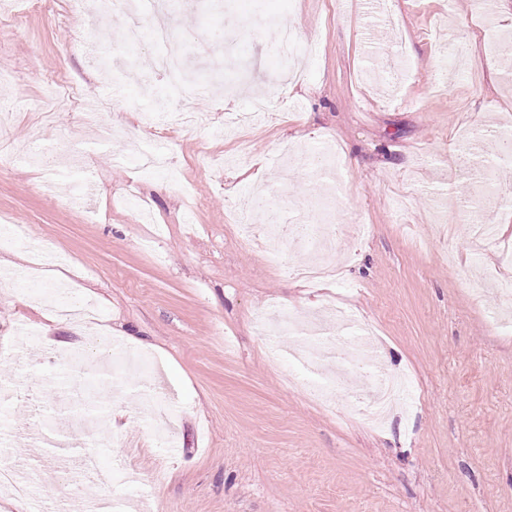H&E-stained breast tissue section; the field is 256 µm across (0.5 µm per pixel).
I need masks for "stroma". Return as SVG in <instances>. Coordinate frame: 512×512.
<instances>
[{
  "label": "stroma",
  "instance_id": "obj_1",
  "mask_svg": "<svg viewBox=\"0 0 512 512\" xmlns=\"http://www.w3.org/2000/svg\"><path fill=\"white\" fill-rule=\"evenodd\" d=\"M475 0H181L174 23L190 46L192 76L211 74V36L238 63L219 90L200 99L211 123L179 126L154 92L174 102L143 42L122 51L126 20L95 18L85 52H70L75 23L28 14L0 30V374L23 397L70 405L87 377L112 400V423L61 439L56 449L28 435L4 453L47 470L37 496L58 512H512V331L496 328L498 280L512 279V159L497 162L498 199L486 223L498 241L475 237L465 198L480 180L460 175L449 144L496 121L512 128V52L486 50ZM294 27L317 44L287 59L273 37ZM250 27V41L232 40ZM467 35L464 73L441 84L448 31ZM78 82L93 119L48 101L59 71ZM267 94V120L243 136L224 133V109L250 110ZM63 146L81 166L42 163L36 145ZM294 152L338 148L342 163L317 173L271 165ZM148 154L166 168L146 167ZM91 181L83 200L77 182ZM254 225L274 214L339 225L342 277L321 286L296 276L304 249L288 244L281 265L265 241H245L228 211ZM354 224L367 235H351ZM330 303L352 324L335 328L321 354L303 363L297 336L269 346L256 324L287 306L308 319ZM374 333V359L413 387L379 425L346 405L328 411L290 387L339 365L337 349L360 329ZM116 341L153 364L128 372L114 391L97 351L76 371L88 335ZM69 342L66 350L57 341ZM278 360H271L272 349ZM63 374L68 387L57 389ZM165 398L174 442L157 438L142 399ZM107 444H98V437ZM97 455L137 482L75 484L51 467Z\"/></svg>",
  "mask_w": 512,
  "mask_h": 512
}]
</instances>
